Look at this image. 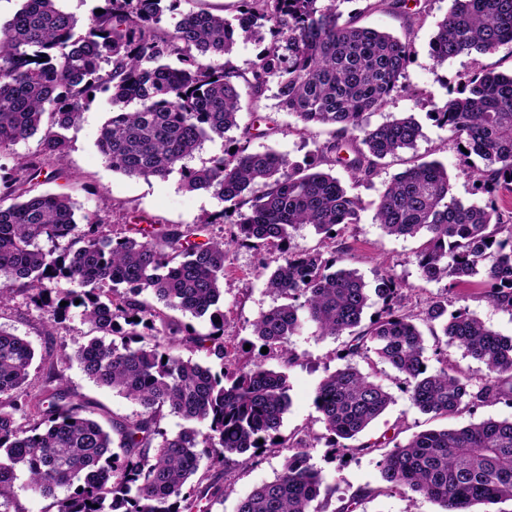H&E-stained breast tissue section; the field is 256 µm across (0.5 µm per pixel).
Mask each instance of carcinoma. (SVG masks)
<instances>
[{
  "label": "carcinoma",
  "instance_id": "1",
  "mask_svg": "<svg viewBox=\"0 0 512 512\" xmlns=\"http://www.w3.org/2000/svg\"><path fill=\"white\" fill-rule=\"evenodd\" d=\"M238 2L232 23L204 10L177 19L180 0H103V13H91L79 38L77 17L59 0H25L0 21V152L40 132L45 152L63 162L64 131L78 124L97 92L109 91L112 115L96 145L113 171L165 178L178 167L186 190L212 192L238 217L226 238L210 230L224 222V211L184 230L136 222L114 236L96 217L76 219L70 197L25 189L41 176L55 179L59 170L29 162L17 176H0V309L19 284L53 323L66 321L75 305L97 331L120 335L109 344L91 338L74 357L88 379L140 408L106 428L89 406L71 399L52 365L37 404H30L34 350L0 328V512H10L20 470L32 491L53 500L55 512H203V503L231 492L200 472L203 457L209 468L222 469L233 456L255 458L271 448L288 449L280 473L239 498L236 512H356L387 491L423 496L441 512H485L486 505L512 502V418H488L394 445L377 462L379 486L330 508L334 489L307 452L318 437L305 429L280 434L291 404L288 376L224 341V312L216 308L224 262L231 245H245L276 254L263 269L266 291L279 304L253 323L268 354L285 366L296 363L288 342L305 322L322 338L348 337L336 354L344 364L322 379L314 397L330 447L344 454L385 447L378 439L336 445L357 439L394 403L382 383L359 369V359L391 368L425 415L458 416L504 397L512 401V336L466 308L448 312L444 297L428 299L415 316L405 312L403 285L390 273L375 288L382 309L365 325L371 295L359 272L336 267L334 250L290 245L301 226L331 240L337 226L359 222L362 200L333 167L346 169L355 187L422 136L411 115L374 127L367 122L408 91L402 79L412 42L342 20L337 0ZM167 14L174 23L165 27ZM238 37L261 46L253 92L272 80L282 110L306 126L329 128L330 138L310 158L249 150L254 134L240 128L238 73L222 62ZM509 42L512 0H452L430 56L442 65ZM132 102L138 108L126 110ZM429 116L448 128L462 162L472 154L484 161L477 181L490 198L463 203L451 196L441 162L415 160L379 196L375 222L388 236L423 239L416 251L422 279L465 284L479 276L488 303L512 312V222L503 220L497 202L499 192L512 193V75L477 70ZM238 129L240 138L230 136ZM217 138L230 148L208 165L188 166ZM7 199L13 203L5 207ZM64 239L67 245L57 247ZM145 293L163 308L141 298ZM169 310L210 315L211 330L193 331L184 342L220 361L231 357L230 365L216 373L172 355L169 346L183 329ZM418 320L485 373L421 369L425 338ZM166 413L185 421L172 436L160 428Z\"/></svg>",
  "mask_w": 512,
  "mask_h": 512
}]
</instances>
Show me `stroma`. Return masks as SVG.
I'll use <instances>...</instances> for the list:
<instances>
[{"label": "stroma", "instance_id": "35a3bbf8", "mask_svg": "<svg viewBox=\"0 0 512 512\" xmlns=\"http://www.w3.org/2000/svg\"><path fill=\"white\" fill-rule=\"evenodd\" d=\"M419 3L424 19L413 24L400 11L371 10L369 0H341L339 11L343 15L357 17L360 24L400 37L410 36L415 53L403 79L407 90L394 96L381 111L369 115L368 121L376 126L411 114L421 124L423 135L415 148L387 159L373 182L356 186L364 205L359 223L339 228L336 239L328 242L323 241L312 227L306 226L294 233L291 244L298 250L327 245L339 255L340 266L357 269L370 289L376 288L383 270H392L408 287L405 305L411 313H418L429 298L444 297L448 300L449 309L467 307L491 329L512 336L511 312L489 306L480 287L466 284L452 289L444 280H423L415 262L419 239L386 235L374 221L375 203L386 184L414 159L443 163L448 169L455 198L479 204L486 199L485 193L476 188V172L482 168V160L474 155L468 162H461L448 129L437 126L430 113L434 105L445 101L449 92L475 68L511 73L512 43L500 46L491 54H462L449 59L444 65H434L429 56V42L450 3L449 0H419ZM258 52L254 43L240 40L228 57L230 65L240 72L237 80L242 103L239 123L246 126L258 120L270 130L269 136L253 139L251 149H272L288 155L291 160L303 161L316 145L328 139L329 131L320 126L303 127L294 114L281 110L276 83H268L262 93H253L246 76ZM109 98V93H98L95 101L84 110L78 126L68 130L69 147L62 175L37 186V193L68 194L78 207V215L99 217L111 224L116 233L122 232L125 224L137 216L151 224L183 229L220 211L223 204L211 192L185 190L180 173H171L164 179H132L112 172L96 147L99 130L112 111ZM265 258V253L253 249L230 248L224 263V299L220 308L224 312L226 336L237 346H250L252 357H263L268 367L277 369L282 367L280 361L262 356L259 347L252 344L253 321L261 311L274 304L273 297L266 291V276L261 268ZM0 328L32 345L35 358L30 377L34 383H41L48 365L52 364L67 378L74 398L91 402L102 422L128 418L137 413L136 404L111 389L97 386L80 369L74 351L78 344L96 336L97 331L93 325L82 321L79 309H71L68 320L57 325L31 301L28 292L19 290L9 305L0 309ZM341 345V339L314 336L309 328L292 337L290 347L299 359L290 367H282L288 375L291 406L280 432L287 436L308 426L320 434V441L310 450L311 461L321 469L326 484L335 487L337 495L347 496L360 488L378 485L377 462L380 455L376 452L354 454L346 459L334 454L322 439L325 429L314 405L315 391L328 373L341 367L342 362L336 357ZM374 370L380 374L395 402L365 432V439L386 436L396 438L402 444L413 434L431 428L460 426L488 418H512V402L506 400L456 417L433 418L421 414L412 407L407 394L399 389L394 372L380 363ZM287 454V449L279 448L266 454L257 464L246 463L240 458L231 462L226 478L234 491L224 500L211 502L207 512H234L238 497L275 478Z\"/></svg>", "mask_w": 512, "mask_h": 512}]
</instances>
